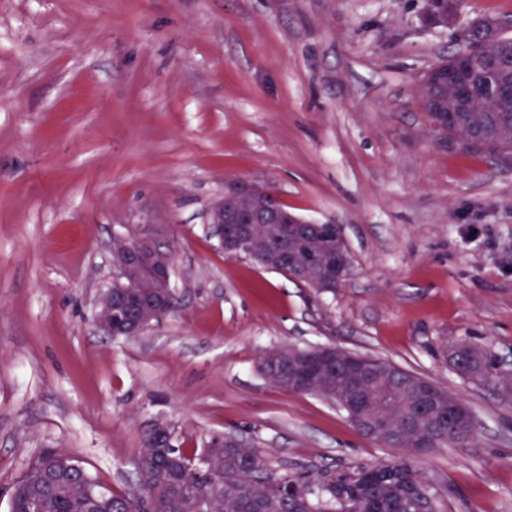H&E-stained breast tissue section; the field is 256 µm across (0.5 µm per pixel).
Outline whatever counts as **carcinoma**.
Masks as SVG:
<instances>
[{
  "instance_id": "cac0c4a2",
  "label": "carcinoma",
  "mask_w": 512,
  "mask_h": 512,
  "mask_svg": "<svg viewBox=\"0 0 512 512\" xmlns=\"http://www.w3.org/2000/svg\"><path fill=\"white\" fill-rule=\"evenodd\" d=\"M480 55L485 66L475 76L478 98L456 104L452 135L462 148L478 139L496 157L512 155V97L502 100L504 86L512 83V37L502 34L484 41ZM448 66L467 76L469 58L456 49L446 59ZM344 253L346 245L312 230H302L294 252L307 258L332 249ZM293 358L308 356L310 349L292 346L268 350L260 356L259 368L276 360L274 353ZM448 361L459 375L470 379L512 381L489 363L482 349L466 341L454 345ZM377 385L368 392L373 410L399 424L417 416L398 441L399 460L377 463L351 462L316 475H280L265 459L242 441L223 442L209 448L210 467L193 465L195 456L161 447L146 435L138 462L140 489L151 498L152 512H442V503L428 477L412 459L439 448H467L477 440L476 420L460 398L428 378L388 361L369 359ZM96 483L91 473L73 457L55 450L40 454L12 485L10 512H127L132 491L109 492V498L88 506L81 484Z\"/></svg>"
}]
</instances>
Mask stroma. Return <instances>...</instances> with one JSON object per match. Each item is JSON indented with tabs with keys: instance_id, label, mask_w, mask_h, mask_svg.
<instances>
[{
	"instance_id": "obj_1",
	"label": "stroma",
	"mask_w": 512,
	"mask_h": 512,
	"mask_svg": "<svg viewBox=\"0 0 512 512\" xmlns=\"http://www.w3.org/2000/svg\"><path fill=\"white\" fill-rule=\"evenodd\" d=\"M423 4L0 0V512L46 448L127 490L158 419L281 474L400 456L258 369L331 344L463 399L475 446L419 465L445 512H512V389L446 353L512 372V169L435 141L415 89L458 43ZM233 179L338 225L342 286L226 256L209 214ZM116 237L173 257L175 307L133 337L94 321ZM448 361L456 368L459 375L470 379H494L498 382L511 383L512 374L499 372L489 363L482 349L466 341L454 345L448 353Z\"/></svg>"
}]
</instances>
